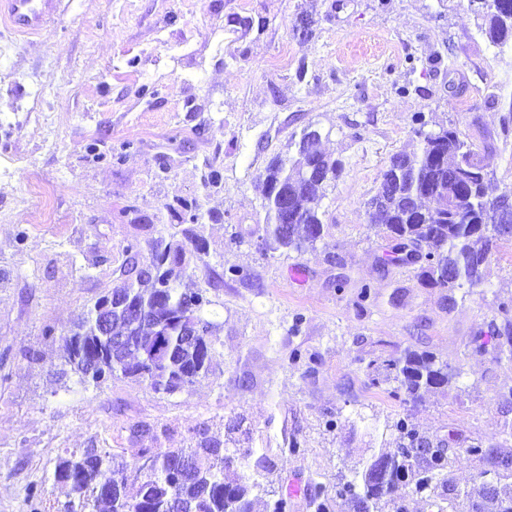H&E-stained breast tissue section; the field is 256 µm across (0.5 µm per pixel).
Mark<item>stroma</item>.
<instances>
[{"instance_id":"35a3bbf8","label":"stroma","mask_w":512,"mask_h":512,"mask_svg":"<svg viewBox=\"0 0 512 512\" xmlns=\"http://www.w3.org/2000/svg\"><path fill=\"white\" fill-rule=\"evenodd\" d=\"M442 126L485 147L493 193L512 186V44L493 45L468 0H71L38 35L1 28L0 512H58L59 456L129 463L201 435L249 449L232 469L263 483L254 512L285 492L288 512H315L306 488L335 492L395 450L401 418L457 454L444 487L379 512H448L449 489L481 485L493 463L466 447L512 457V360L472 345L512 300V241L480 286L427 288L389 262L367 213L391 156ZM307 129L342 164L327 231L271 252L261 175ZM183 199L200 206L205 249L187 245L180 285L205 290L219 323L210 371L173 394L82 386L64 336L120 285L127 244L148 250ZM378 348L431 352L454 379L402 403L369 383Z\"/></svg>"}]
</instances>
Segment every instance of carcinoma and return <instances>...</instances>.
<instances>
[{"instance_id": "cac0c4a2", "label": "carcinoma", "mask_w": 512, "mask_h": 512, "mask_svg": "<svg viewBox=\"0 0 512 512\" xmlns=\"http://www.w3.org/2000/svg\"><path fill=\"white\" fill-rule=\"evenodd\" d=\"M473 12L481 20L479 28L495 45L512 41V0L495 11L479 3ZM315 131L303 134L296 156L289 163L271 161L263 173L266 187V224L263 244L268 251H301L314 244L325 233L320 202L327 186L336 178L337 163L319 152ZM485 150L460 138L455 128H441L424 135L417 152H400L391 156L387 169L368 200L372 222L396 241L392 261L406 265L405 250L423 252L426 264L419 266V277L431 287L450 291L465 285L473 288L483 279L489 254L494 244L503 239L499 226L512 224V188L500 195L488 196L491 180ZM277 193H272V190ZM191 210L192 226L172 228L184 239L195 243L197 205ZM130 258L120 267L121 285L116 288L122 300L131 305L148 308L151 321L135 326L125 324L129 335L138 343L136 359L110 349L97 335L90 319H85L63 337L71 371L80 382L99 385L104 380L130 379L145 382L152 390L174 393L192 383L203 366L204 344L200 340L193 349L180 341V319L186 314L204 315L211 301L199 292H181L174 285L171 266L185 261L183 246L168 242L164 237L153 241L151 254L165 263L157 279L144 278L136 269L132 255L138 245L125 248ZM500 322L490 323V335L495 339V358L507 356L512 360V315L508 306L502 308ZM166 338L171 355L162 363L152 360V349L158 338ZM97 357L99 376L88 374V357ZM371 385L394 381L397 387L392 396L406 403L419 398L423 392L443 391L452 379L448 365L438 362L428 352L409 348L400 353L378 355L366 364ZM400 439L396 453H380L365 461L351 480L336 488V497L348 498L357 512H373L378 501L394 496L409 486L417 491L432 488L448 466L449 449L433 445L420 436L406 419L394 423ZM154 458L152 469L135 477L136 496L128 495V477H113L114 457L107 451L86 448L77 455L67 454L58 459L54 478L70 486L72 499L64 512H98L101 505L109 512H168L171 496L179 498L181 512H252L253 494L261 484L230 478L226 470L232 465V455L221 451L220 444L205 438L196 448L143 449ZM188 457L192 464L176 467V460ZM490 497L497 502L496 512H512V493L487 494L477 488L458 492L448 502L452 512H482L479 499Z\"/></svg>"}]
</instances>
